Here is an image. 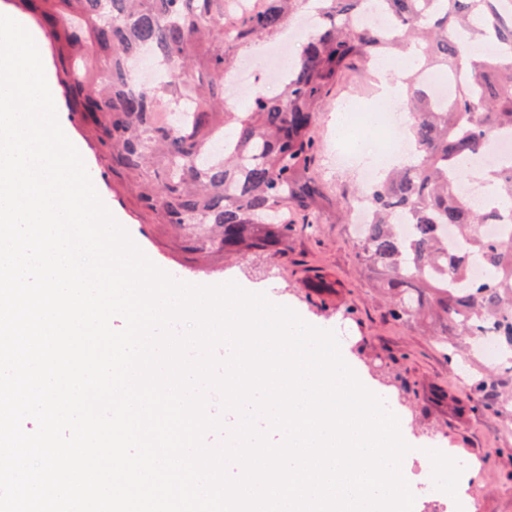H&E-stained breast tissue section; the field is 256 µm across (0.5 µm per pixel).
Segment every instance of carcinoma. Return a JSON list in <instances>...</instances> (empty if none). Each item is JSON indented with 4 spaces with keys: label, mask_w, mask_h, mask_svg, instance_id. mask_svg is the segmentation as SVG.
Returning <instances> with one entry per match:
<instances>
[{
    "label": "carcinoma",
    "mask_w": 512,
    "mask_h": 512,
    "mask_svg": "<svg viewBox=\"0 0 512 512\" xmlns=\"http://www.w3.org/2000/svg\"><path fill=\"white\" fill-rule=\"evenodd\" d=\"M316 22L288 63L276 97L255 94L227 127L224 71L237 50L279 33L305 2ZM48 27L71 116L90 122L112 167L160 224L186 231L200 250L278 253L301 223L334 224L341 202L315 173L320 107L354 63L414 49L417 66L453 81L434 104L433 87L407 81L411 161L373 185L375 221L356 240L361 266L393 291L398 320L426 322L436 336L475 342L496 334L512 352V240L478 232L495 212L459 189L466 162L487 141L512 132V0H382L396 25L359 28L364 0H252L232 21L224 0H19ZM491 44L478 60L472 50ZM148 56L169 73L145 88L137 63ZM496 197L512 201V167H486ZM412 226L397 231L399 215ZM465 239L448 251L444 229ZM486 271L455 282L472 263ZM490 369L471 393L494 391Z\"/></svg>",
    "instance_id": "cac0c4a2"
}]
</instances>
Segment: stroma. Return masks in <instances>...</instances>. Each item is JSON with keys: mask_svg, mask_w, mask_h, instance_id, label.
Masks as SVG:
<instances>
[{"mask_svg": "<svg viewBox=\"0 0 512 512\" xmlns=\"http://www.w3.org/2000/svg\"><path fill=\"white\" fill-rule=\"evenodd\" d=\"M364 78L347 72L319 114L315 134L321 143L317 174L334 187H358L360 173L332 159L340 97L357 90ZM57 120L82 154L94 187L133 243L175 280L200 286L237 283L248 292L294 310L311 326L341 337L346 355L365 384L385 395L404 425L412 446L432 447L431 462L404 456L401 468L415 496L414 512H512V372L488 407L473 410L471 378L483 362L459 345V337L428 335L416 323L392 317L393 300L361 269L348 225L321 224L315 232L296 225L285 253L224 254L199 251L182 231L155 223L127 188L122 173L99 150L90 127L59 110ZM329 284L324 305L306 298L313 278ZM458 346L447 360L442 342ZM448 467V486L433 493L427 477L434 464Z\"/></svg>", "mask_w": 512, "mask_h": 512, "instance_id": "1", "label": "stroma"}]
</instances>
